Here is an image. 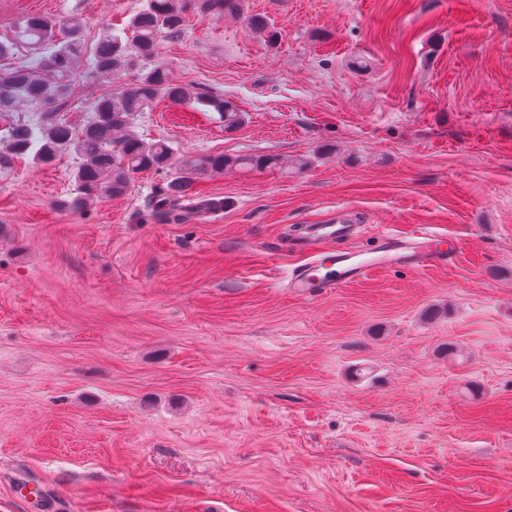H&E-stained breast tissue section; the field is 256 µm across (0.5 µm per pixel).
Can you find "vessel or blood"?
<instances>
[{"mask_svg": "<svg viewBox=\"0 0 512 512\" xmlns=\"http://www.w3.org/2000/svg\"><path fill=\"white\" fill-rule=\"evenodd\" d=\"M351 232V226L346 223L316 225L309 243V260L296 265L288 275L290 291L313 299L365 279L379 269H413L450 264L464 251L461 239L446 237L425 224L403 234L385 230L378 232L365 258L356 251L333 248L335 238Z\"/></svg>", "mask_w": 512, "mask_h": 512, "instance_id": "b4317fda", "label": "vessel or blood"}]
</instances>
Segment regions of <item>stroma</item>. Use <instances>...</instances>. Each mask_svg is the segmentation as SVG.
Listing matches in <instances>:
<instances>
[{
	"label": "stroma",
	"mask_w": 512,
	"mask_h": 512,
	"mask_svg": "<svg viewBox=\"0 0 512 512\" xmlns=\"http://www.w3.org/2000/svg\"><path fill=\"white\" fill-rule=\"evenodd\" d=\"M145 4L0 0V39ZM154 60L247 119L163 103L139 136L308 164L204 177L223 209L175 222L164 172L74 209L75 155L0 171V512H512V0H246ZM87 68L21 121L83 125L139 74ZM341 215L347 248L427 224L465 251L294 296L302 227Z\"/></svg>",
	"instance_id": "1"
}]
</instances>
